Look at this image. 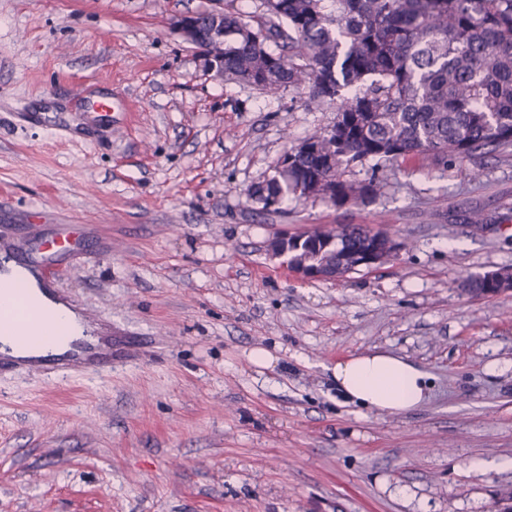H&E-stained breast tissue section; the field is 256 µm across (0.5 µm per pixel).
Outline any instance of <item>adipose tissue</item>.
Wrapping results in <instances>:
<instances>
[{"label": "adipose tissue", "instance_id": "obj_1", "mask_svg": "<svg viewBox=\"0 0 512 512\" xmlns=\"http://www.w3.org/2000/svg\"><path fill=\"white\" fill-rule=\"evenodd\" d=\"M333 376L342 395L360 407L406 412L421 405L431 387L427 371L388 354L359 355L337 363Z\"/></svg>", "mask_w": 512, "mask_h": 512}]
</instances>
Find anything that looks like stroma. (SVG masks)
Listing matches in <instances>:
<instances>
[{
	"label": "stroma",
	"instance_id": "stroma-1",
	"mask_svg": "<svg viewBox=\"0 0 512 512\" xmlns=\"http://www.w3.org/2000/svg\"><path fill=\"white\" fill-rule=\"evenodd\" d=\"M212 0H0V225L86 229L57 293L112 369L0 374V512H498L512 493V157L411 156L369 200L251 189L333 125L307 93L210 79L174 16ZM360 224L397 258L298 280L275 235ZM266 351L260 366L252 355ZM377 352L428 398L373 412L332 368Z\"/></svg>",
	"mask_w": 512,
	"mask_h": 512
}]
</instances>
